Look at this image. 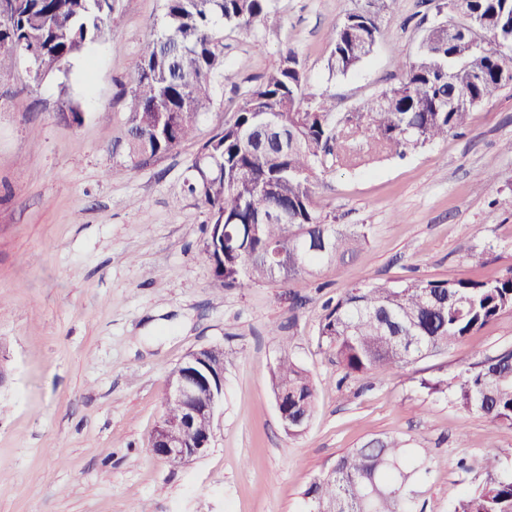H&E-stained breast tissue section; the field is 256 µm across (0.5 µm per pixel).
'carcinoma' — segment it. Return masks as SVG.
I'll use <instances>...</instances> for the list:
<instances>
[{
	"label": "carcinoma",
	"instance_id": "cac0c4a2",
	"mask_svg": "<svg viewBox=\"0 0 512 512\" xmlns=\"http://www.w3.org/2000/svg\"><path fill=\"white\" fill-rule=\"evenodd\" d=\"M121 0H16L0 17V49L42 50L52 71L76 58L117 23ZM397 0H365L353 23L330 29V73L345 76L372 53L385 14ZM276 23L271 0H164L160 29L141 54L125 92L127 126L112 146L122 160L112 175H127L190 138L213 103L224 70V28L250 30ZM512 36V0H471L448 29L433 27L415 58L403 64L397 84L352 112L307 90L295 52L247 88L206 140L186 181L209 212L205 254L227 288L285 283L314 274L366 241V227L328 224L315 209L318 171L332 160L342 167L369 161L350 141L360 138L381 152L404 154L464 128L473 109L503 87L509 60L483 51L494 35ZM324 241L311 253L304 236ZM512 310V268L487 280H413L399 286L369 283L328 308L319 332L347 374L381 375L413 359L450 348ZM274 395L283 397L288 435L298 436L312 417L314 389L307 372L283 353L272 371ZM494 426L512 425V350L487 358L451 379L422 382ZM459 499L451 512H512V475L497 474ZM420 464L401 441L385 437L350 448L327 474L304 490L308 512H414L407 488Z\"/></svg>",
	"mask_w": 512,
	"mask_h": 512
}]
</instances>
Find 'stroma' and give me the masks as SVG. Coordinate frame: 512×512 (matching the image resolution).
Returning <instances> with one entry per match:
<instances>
[{"label":"stroma","instance_id":"stroma-1","mask_svg":"<svg viewBox=\"0 0 512 512\" xmlns=\"http://www.w3.org/2000/svg\"><path fill=\"white\" fill-rule=\"evenodd\" d=\"M361 0H274L276 25L224 33V75L195 138L111 175L123 95L164 0H122L118 23L40 82L0 50V512H306L303 492L347 449L383 437L426 460L415 512H449L512 473V425L430 393L427 380L512 349V310L454 347L383 375H346L319 325L327 302L366 282L512 267V85L468 127L316 182L322 215L370 228L353 255L288 283L227 288L204 254L209 213L185 181L202 143L285 50L313 89L348 112L380 94L435 22L429 0H397L366 61L331 75L326 33ZM76 102L82 124L64 115ZM314 387L305 431L288 436L271 370L283 337ZM224 350V401L208 452L173 467L151 439L172 369Z\"/></svg>","mask_w":512,"mask_h":512}]
</instances>
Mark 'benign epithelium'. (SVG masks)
<instances>
[{"label": "benign epithelium", "instance_id": "obj_1", "mask_svg": "<svg viewBox=\"0 0 512 512\" xmlns=\"http://www.w3.org/2000/svg\"><path fill=\"white\" fill-rule=\"evenodd\" d=\"M209 351L204 347L188 353L169 375L165 402L181 405L183 414L160 424L152 449L175 467L207 452L223 405L224 364L210 362Z\"/></svg>", "mask_w": 512, "mask_h": 512}]
</instances>
